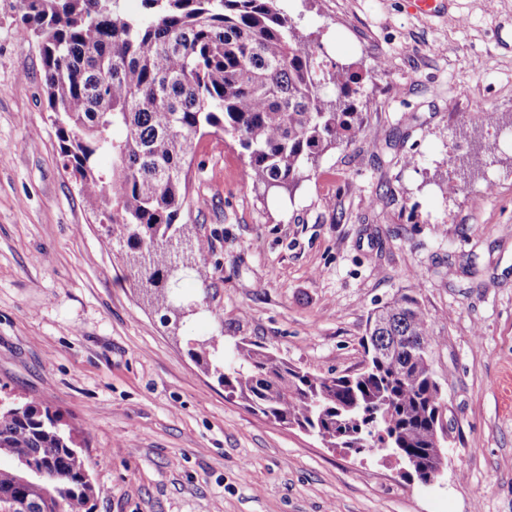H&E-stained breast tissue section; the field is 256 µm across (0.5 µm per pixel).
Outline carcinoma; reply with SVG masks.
<instances>
[{"label": "carcinoma", "instance_id": "1", "mask_svg": "<svg viewBox=\"0 0 512 512\" xmlns=\"http://www.w3.org/2000/svg\"><path fill=\"white\" fill-rule=\"evenodd\" d=\"M120 2L21 0V22L39 42L63 167L127 249L133 276L166 306L176 265L204 287L211 278L204 239L187 258L170 244L188 205L194 141L234 134L252 179L291 194L361 130V77L303 35L277 0H141L137 16ZM116 127L124 137H113ZM365 340L369 366L353 377L313 375L260 345L237 347L228 366L217 336L194 358L253 412L336 448L408 458L405 476L421 482L447 454L433 321L402 293L371 313ZM2 458L10 464H0V495L28 499L31 512H92L99 489L60 412L1 403Z\"/></svg>", "mask_w": 512, "mask_h": 512}]
</instances>
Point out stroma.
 <instances>
[{"label":"stroma","mask_w":512,"mask_h":512,"mask_svg":"<svg viewBox=\"0 0 512 512\" xmlns=\"http://www.w3.org/2000/svg\"><path fill=\"white\" fill-rule=\"evenodd\" d=\"M279 6L355 64L362 129L290 196L256 189L233 135L198 140L181 222L208 239L211 279L184 273L176 325L63 168L39 44L0 0V397L78 429L93 512H512V142L472 119L512 117V0ZM477 140L494 190L448 194L449 155ZM399 293L439 339L450 441L431 485L253 414L193 357L220 332L229 360L258 342L353 375L369 313Z\"/></svg>","instance_id":"obj_1"}]
</instances>
